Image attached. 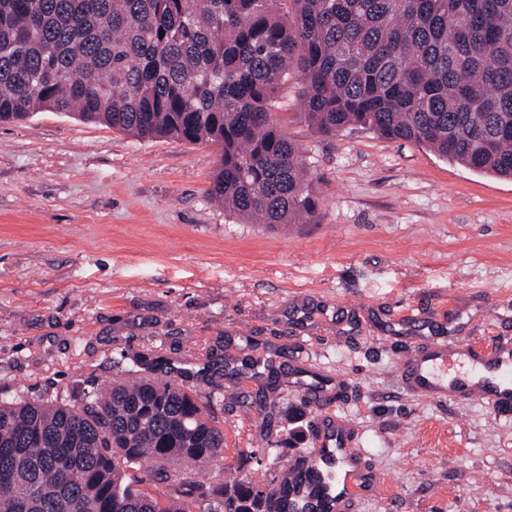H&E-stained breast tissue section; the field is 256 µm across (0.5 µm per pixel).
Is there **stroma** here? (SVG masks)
<instances>
[{
    "mask_svg": "<svg viewBox=\"0 0 512 512\" xmlns=\"http://www.w3.org/2000/svg\"><path fill=\"white\" fill-rule=\"evenodd\" d=\"M302 110L288 78L273 118L318 206L287 228L211 200L217 146L60 112L0 123V399L77 405L160 355L212 397L227 470L259 478L269 444L315 437L293 357L346 386L376 475L354 512H512V414L412 395L396 343L512 336V180L361 127L322 135Z\"/></svg>",
    "mask_w": 512,
    "mask_h": 512,
    "instance_id": "1",
    "label": "stroma"
}]
</instances>
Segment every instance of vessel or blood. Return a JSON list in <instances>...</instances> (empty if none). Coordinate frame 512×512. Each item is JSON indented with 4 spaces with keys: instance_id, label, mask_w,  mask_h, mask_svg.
<instances>
[{
    "instance_id": "obj_1",
    "label": "vessel or blood",
    "mask_w": 512,
    "mask_h": 512,
    "mask_svg": "<svg viewBox=\"0 0 512 512\" xmlns=\"http://www.w3.org/2000/svg\"><path fill=\"white\" fill-rule=\"evenodd\" d=\"M401 356L413 394L457 400L482 389L497 407L512 406V339L498 341L491 355L482 356L457 341L434 337L405 345ZM304 396L319 412L318 434L304 468L312 474L332 469L334 481L326 490L310 491L298 512H352L354 490L371 489L375 478L351 424L331 412L325 389H311Z\"/></svg>"
}]
</instances>
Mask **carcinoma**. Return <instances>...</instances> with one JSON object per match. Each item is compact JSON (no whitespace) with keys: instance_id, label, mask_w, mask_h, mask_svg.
<instances>
[{"instance_id":"obj_1","label":"carcinoma","mask_w":512,"mask_h":512,"mask_svg":"<svg viewBox=\"0 0 512 512\" xmlns=\"http://www.w3.org/2000/svg\"><path fill=\"white\" fill-rule=\"evenodd\" d=\"M292 72L320 134L360 126L512 178V0H0V122L66 112L216 144L210 195L247 222L316 210L273 119ZM164 366L136 355L79 406L1 400L0 512H290L292 467L205 477L224 428Z\"/></svg>"}]
</instances>
